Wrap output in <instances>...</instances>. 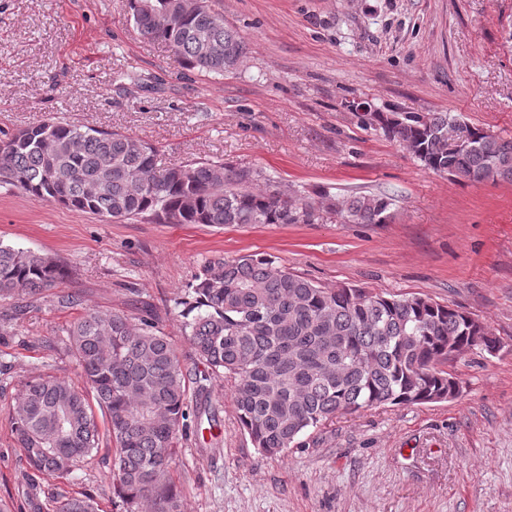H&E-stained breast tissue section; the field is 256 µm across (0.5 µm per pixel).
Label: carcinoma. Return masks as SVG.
Segmentation results:
<instances>
[{
  "mask_svg": "<svg viewBox=\"0 0 512 512\" xmlns=\"http://www.w3.org/2000/svg\"><path fill=\"white\" fill-rule=\"evenodd\" d=\"M129 0L130 19L165 44L188 70L224 75L245 54L209 0ZM134 89L157 77L116 76ZM421 165L458 183L512 182V137L487 133L452 112H365ZM458 121L473 147L448 151ZM149 144L121 132L48 121L0 144V180L33 196L101 218L149 214L166 224H299L313 217L304 197L255 190L247 170L202 162L162 167ZM392 198L358 193L336 202L354 224H384ZM63 276L51 257L0 243V292L36 295ZM184 329L197 363L185 365L156 322L124 312H85L67 329L85 386L54 376L27 382L12 430L34 475L64 477L112 439L113 483L123 512H181L171 481L172 448L190 417L208 411L211 377L234 378L237 418L254 446L280 455L338 414L448 399L459 384L442 365L452 353H492L499 340L469 314L417 294L324 288L260 254L205 262L183 301ZM104 427H99L89 397ZM60 512H98L91 495Z\"/></svg>",
  "mask_w": 512,
  "mask_h": 512,
  "instance_id": "carcinoma-1",
  "label": "carcinoma"
}]
</instances>
